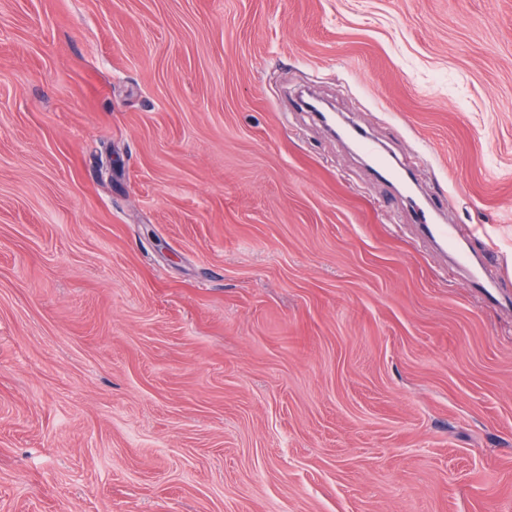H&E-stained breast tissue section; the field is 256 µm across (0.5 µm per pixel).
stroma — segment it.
Returning a JSON list of instances; mask_svg holds the SVG:
<instances>
[{"instance_id": "stroma-1", "label": "stroma", "mask_w": 512, "mask_h": 512, "mask_svg": "<svg viewBox=\"0 0 512 512\" xmlns=\"http://www.w3.org/2000/svg\"><path fill=\"white\" fill-rule=\"evenodd\" d=\"M0 512H512V0H0ZM432 232L445 242L449 249L455 251L456 262L461 267H467L469 257L466 253L458 249L460 233L458 227L447 224H431Z\"/></svg>"}]
</instances>
